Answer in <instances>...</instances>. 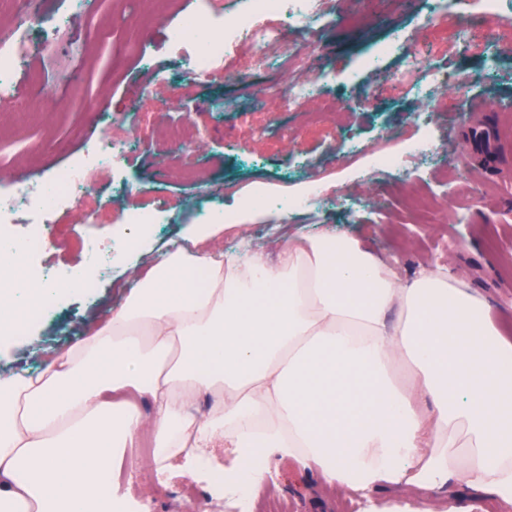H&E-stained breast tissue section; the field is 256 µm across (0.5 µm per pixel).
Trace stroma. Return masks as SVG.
<instances>
[{
    "instance_id": "1",
    "label": "stroma",
    "mask_w": 512,
    "mask_h": 512,
    "mask_svg": "<svg viewBox=\"0 0 512 512\" xmlns=\"http://www.w3.org/2000/svg\"><path fill=\"white\" fill-rule=\"evenodd\" d=\"M322 2L313 64L258 66L251 62V45L243 41L225 57L222 78L196 85L185 78L183 63L170 47L168 31L177 19L163 15L161 0H83L81 11L70 14L68 29L46 40L41 55L23 62L16 75L28 94L21 110L0 111V180H38L77 160L101 132L100 112L117 117L144 112L151 122L122 162L128 196L114 198L109 176H99L97 194L108 203L101 223H81L76 209L58 211L54 221L63 235L43 253V265L79 266L81 242L89 234L111 246L124 232L131 209L148 212L163 203L175 215V223L157 225L150 238L151 246L160 249L196 223L193 203L203 194L221 196L225 210L232 211L254 188L289 197L318 185L333 199L372 195L383 208L349 210L332 202L292 214L284 227L275 212H263L225 231V247L243 237L262 244L281 233L317 235L334 229L367 244L401 280L412 279L423 267L447 269L484 295L503 330L512 334V112L495 109L512 98V0H505L507 20L489 42H475L465 51L453 40L455 14L430 18L417 6L403 10L399 0H387L378 11L368 0ZM356 14L362 23H353ZM393 26L418 30L419 49L438 69L466 82L464 93L451 86L426 100L410 83L379 88L368 74H357L360 58ZM490 47L497 51L498 65L486 78L482 72ZM146 57L153 72L143 68ZM292 80L320 88L328 111L319 121H312L307 104L291 111L267 108L265 94L283 91ZM426 110L433 113L435 138L447 157L411 183L392 170L373 168V150L399 151L420 136L416 115ZM184 119L204 140L202 154L187 156L167 145V127ZM474 126L495 132L497 166L465 164L468 131ZM350 132L368 145L367 153L354 156L340 149ZM364 168L372 171L367 183L355 176ZM439 188L447 191L443 207L429 223H418L405 198ZM134 285L131 272L117 263L107 269L94 297L68 294L51 319L30 322L11 348L0 349V374L41 370L83 337L90 320H105ZM113 485L146 504L148 512H188L190 486L202 497L215 492L212 483L195 484L187 477L155 481L132 448ZM421 498L414 489L388 488L366 499L323 487L317 475L273 458L243 512H369L373 503L415 508Z\"/></svg>"
}]
</instances>
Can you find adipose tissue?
<instances>
[{
    "label": "adipose tissue",
    "mask_w": 512,
    "mask_h": 512,
    "mask_svg": "<svg viewBox=\"0 0 512 512\" xmlns=\"http://www.w3.org/2000/svg\"><path fill=\"white\" fill-rule=\"evenodd\" d=\"M146 426L157 468L190 477L230 448L235 491L276 456L363 495L460 485L512 507V340L444 270L401 280L333 232L165 249L79 342L0 376V512H130L112 473Z\"/></svg>",
    "instance_id": "1"
}]
</instances>
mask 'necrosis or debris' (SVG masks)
<instances>
[{
    "instance_id": "4bbe7bcc",
    "label": "necrosis or debris",
    "mask_w": 512,
    "mask_h": 512,
    "mask_svg": "<svg viewBox=\"0 0 512 512\" xmlns=\"http://www.w3.org/2000/svg\"><path fill=\"white\" fill-rule=\"evenodd\" d=\"M426 3L430 13L449 10L462 16L463 23L456 33V42L462 48L468 47L473 39L475 18L496 22L503 18V0H426ZM268 13L279 15L284 28L300 24L309 37L318 35L320 0H237V7L229 16L220 8L218 0H197L195 10L173 26L169 35L172 46L184 57L186 75L194 82L210 83L226 53L241 41L251 44L255 64H265L267 51L275 44L284 45L288 61L303 62L308 56L307 45L285 46L282 30L257 25V17ZM37 25L57 34L63 30L65 18L44 17L32 4L17 16L12 44H0V89L12 88L18 68L33 53L32 31ZM406 41L404 28H392L378 52L362 61V71L371 73L377 80H390L391 74L384 68L383 60L395 55L400 59L403 73L424 72V81L415 87L419 96H428L431 88L447 85L448 75L431 66L419 51H405ZM418 121L423 134L408 145L405 155L376 152L375 166L398 169L404 178L411 179L418 176L423 161L440 157L441 152L430 134L429 113H419ZM115 124L113 119H106L103 136L81 158L53 176L36 183L13 181L0 185V246H11L23 256L20 279L28 287L43 290L34 308L24 313V320L35 319L55 307L60 300L59 289L67 285L68 269H48L40 261L41 254L56 239L51 227L55 213L78 207L83 211L84 223H96L99 208L89 201L91 186L95 176L107 169L114 172L113 196L120 197L128 191L117 167L130 149V140L115 131ZM23 212L32 216L31 222L24 225L18 221Z\"/></svg>"
}]
</instances>
